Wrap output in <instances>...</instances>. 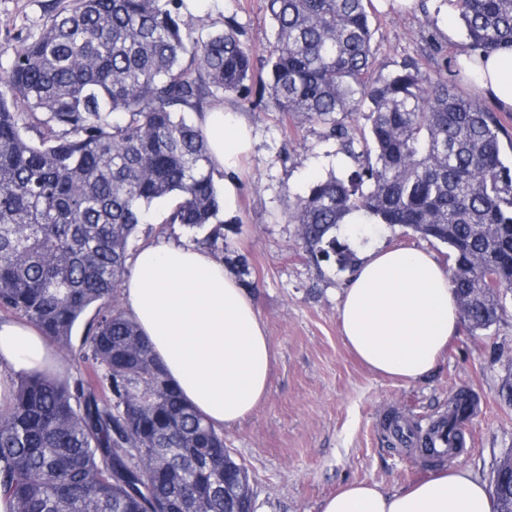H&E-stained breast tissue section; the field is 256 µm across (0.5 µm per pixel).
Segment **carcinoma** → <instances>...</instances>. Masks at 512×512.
I'll return each instance as SVG.
<instances>
[{"instance_id": "obj_1", "label": "carcinoma", "mask_w": 512, "mask_h": 512, "mask_svg": "<svg viewBox=\"0 0 512 512\" xmlns=\"http://www.w3.org/2000/svg\"><path fill=\"white\" fill-rule=\"evenodd\" d=\"M184 0H73L0 77V310L72 348L86 311L88 378L52 369L13 381L0 409V491L10 512H235L245 468L172 386L148 340L115 305L139 225L218 220L203 129L185 112L222 90L251 102L252 50L231 20L207 38L182 27ZM370 0H267L275 42L261 93L344 140L367 108L362 162L317 181L290 222L306 252L343 266L336 228L362 212L448 246L470 334L500 319L512 293V161L498 116L412 62L371 81ZM469 45L512 48V0H456ZM191 57L184 65L183 57ZM82 58L85 64L75 65ZM23 101L43 131L29 140ZM494 512L512 487L492 485Z\"/></svg>"}]
</instances>
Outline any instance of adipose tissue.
<instances>
[{
  "mask_svg": "<svg viewBox=\"0 0 512 512\" xmlns=\"http://www.w3.org/2000/svg\"><path fill=\"white\" fill-rule=\"evenodd\" d=\"M475 60L483 93L512 108V49ZM201 126L214 168L224 170V219L232 221L234 176L253 148L251 129L234 113H205ZM124 308L138 324L182 397L214 427L249 418L266 399L274 353L254 297L208 252L157 240L129 262ZM338 318L346 346L373 371L406 383L426 378L457 337L461 320L447 267L422 249H369L342 295ZM56 351L24 319L0 320V406L15 377L44 370ZM486 482L444 465L406 488L341 485L320 512H493Z\"/></svg>",
  "mask_w": 512,
  "mask_h": 512,
  "instance_id": "ef3b65f1",
  "label": "adipose tissue"
}]
</instances>
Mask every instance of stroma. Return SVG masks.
<instances>
[{
  "label": "stroma",
  "instance_id": "35a3bbf8",
  "mask_svg": "<svg viewBox=\"0 0 512 512\" xmlns=\"http://www.w3.org/2000/svg\"><path fill=\"white\" fill-rule=\"evenodd\" d=\"M70 0H0V76L17 51L35 39ZM426 10L402 13L372 0L371 79L415 60L446 69L464 95L485 101L457 59L469 42L453 0H426ZM235 19L241 39L263 60L274 41L266 0H187L184 27L206 35ZM217 105L244 117L253 129V149L237 175L236 216L224 224L190 229L167 223L174 199L157 202L137 241L195 243L211 239L208 251L256 299L275 353L266 400L242 425L224 432V445L245 466L256 512H318L321 501L346 482L367 481L391 490L409 486L433 465L416 449L397 448L382 434L384 414L398 412L429 422L448 408L457 388L471 389L479 412L455 456L483 481H492L505 454H512V402L501 388L512 379V297L488 331L460 330L425 379L404 385L364 365L344 345L338 306L351 268L336 260L314 262L303 251L289 213L310 186L357 166L340 140L325 138L321 124L287 117L274 108L243 104L219 94ZM406 247L432 251L447 261L448 247L411 229L379 225L354 246Z\"/></svg>",
  "mask_w": 512,
  "mask_h": 512
}]
</instances>
